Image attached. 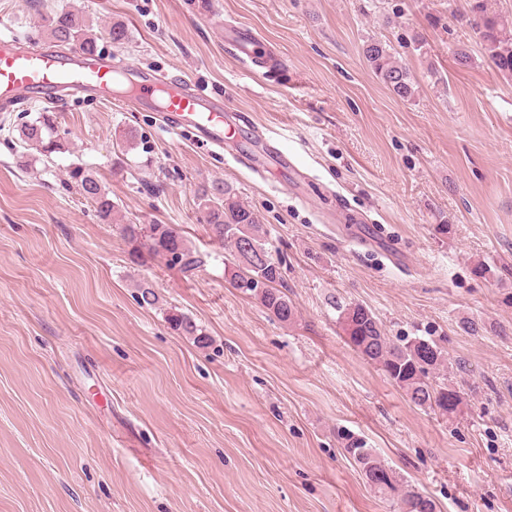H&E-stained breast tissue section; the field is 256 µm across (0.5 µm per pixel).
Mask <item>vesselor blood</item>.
I'll return each mask as SVG.
<instances>
[{"instance_id":"obj_1","label":"vessel or blood","mask_w":512,"mask_h":512,"mask_svg":"<svg viewBox=\"0 0 512 512\" xmlns=\"http://www.w3.org/2000/svg\"><path fill=\"white\" fill-rule=\"evenodd\" d=\"M225 38L235 47L240 61L262 60L269 54L267 45L246 27L227 29ZM127 70V65L111 57L88 55L79 49L67 56L50 49L32 55L16 36L0 31V103L42 102L58 106L74 97L108 102L117 91L119 77ZM137 94L146 102L161 96V110L171 119L176 133L193 135L217 149L236 134L224 123L223 105L211 97L185 92L180 84L168 85L161 94L155 80L145 78Z\"/></svg>"}]
</instances>
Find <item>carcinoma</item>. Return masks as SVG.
<instances>
[{
	"label": "carcinoma",
	"mask_w": 512,
	"mask_h": 512,
	"mask_svg": "<svg viewBox=\"0 0 512 512\" xmlns=\"http://www.w3.org/2000/svg\"><path fill=\"white\" fill-rule=\"evenodd\" d=\"M473 37L484 50L487 62L500 74L512 77V19L492 9L489 0H469L463 15ZM42 27L60 46L76 45L86 51H98V37L79 18L67 10L53 11L42 18ZM362 55L374 75L398 98L409 100L415 95L414 80L409 69L400 63L390 45L376 39L365 41ZM21 144L39 150L46 160L65 149L57 138L53 115L39 113L18 128ZM82 196L96 209L99 217L112 223L116 205L99 181L80 166L69 174ZM202 221L211 237L230 251L228 264L230 283L241 293L255 298L271 315L283 323L295 318V307L286 292L282 261L275 258L265 239L259 216L243 205L233 188L220 181L204 187L200 193ZM120 236L132 245H146L166 258L171 266L190 272L202 264V258L186 244L180 232L170 224H120ZM268 286L260 290L248 287L256 278ZM348 343L370 363L376 365L414 406L443 413L444 401L450 396L465 402V392L448 381V353L434 339L414 337L393 340L386 336L380 321L359 303L331 297ZM170 327L205 348L208 338L188 315L177 308L166 312ZM344 451L366 472L379 476L374 491L388 500L395 512H437L436 503L415 490L391 466L359 441L345 437Z\"/></svg>",
	"instance_id": "carcinoma-1"
}]
</instances>
